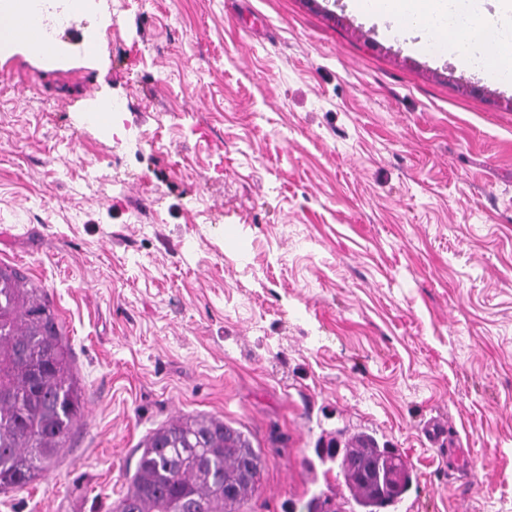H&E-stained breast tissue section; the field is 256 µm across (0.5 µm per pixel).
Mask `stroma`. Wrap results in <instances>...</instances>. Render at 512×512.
<instances>
[{"label":"stroma","mask_w":512,"mask_h":512,"mask_svg":"<svg viewBox=\"0 0 512 512\" xmlns=\"http://www.w3.org/2000/svg\"><path fill=\"white\" fill-rule=\"evenodd\" d=\"M56 39L0 51V265L85 417L0 512H113L193 415L263 451L241 512L346 496L316 450L359 432L412 468L389 512H512V86L346 0H88Z\"/></svg>","instance_id":"35a3bbf8"}]
</instances>
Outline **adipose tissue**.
Here are the masks:
<instances>
[{
  "mask_svg": "<svg viewBox=\"0 0 512 512\" xmlns=\"http://www.w3.org/2000/svg\"><path fill=\"white\" fill-rule=\"evenodd\" d=\"M356 13L387 25L390 32L419 36L470 68L512 76V0H348ZM0 12L23 20L11 39L35 56L50 55L56 25L47 8L32 0H0Z\"/></svg>",
  "mask_w": 512,
  "mask_h": 512,
  "instance_id": "obj_1",
  "label": "adipose tissue"
}]
</instances>
